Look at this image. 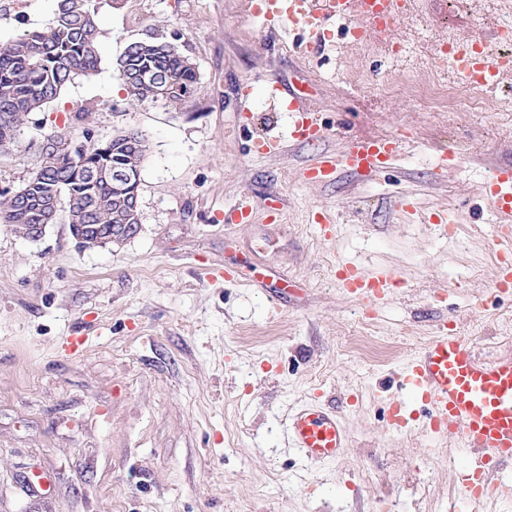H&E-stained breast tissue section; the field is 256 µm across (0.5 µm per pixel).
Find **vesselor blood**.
<instances>
[{"label":"vessel or blood","mask_w":512,"mask_h":512,"mask_svg":"<svg viewBox=\"0 0 512 512\" xmlns=\"http://www.w3.org/2000/svg\"><path fill=\"white\" fill-rule=\"evenodd\" d=\"M393 9V0H260L253 13L283 28L304 27L310 49L318 53L326 48L327 22L348 23L355 16L372 13L389 15ZM503 68V61L494 52L480 50L465 53L460 75L483 87L495 86ZM288 109L291 120L287 129L266 136L264 151L278 150L287 141L321 135L305 99L292 98ZM397 152L398 144L391 139H355L342 153L322 154L304 175L320 182L333 180L341 169L367 176L388 165ZM489 182L492 201L502 218L493 239L500 262L496 287L501 290L512 287V169H494ZM398 283L397 273L388 269L369 274L342 263L336 271L337 287L369 300L386 298ZM397 387L399 395L390 402L394 424H402L408 405L423 402L421 428L427 435L456 441L461 451L477 453L478 460L463 487L467 503L480 505L493 469L512 464V351L482 356L467 337L449 335L446 324L441 323L431 341L401 368ZM282 441L312 465L336 460L348 446L335 404L315 400L287 411Z\"/></svg>","instance_id":"b4317fda"}]
</instances>
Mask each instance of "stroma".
I'll use <instances>...</instances> for the list:
<instances>
[{
	"label": "stroma",
	"mask_w": 512,
	"mask_h": 512,
	"mask_svg": "<svg viewBox=\"0 0 512 512\" xmlns=\"http://www.w3.org/2000/svg\"><path fill=\"white\" fill-rule=\"evenodd\" d=\"M55 5L0 0V40L45 26ZM495 6L426 0L425 38L406 18L382 44L366 23L356 41L332 30L313 56L302 28L262 27L250 0H97L98 71L33 114L0 156V190L22 186L49 135L135 129L149 142L140 229L85 248L62 220L35 241L0 224V512H371L391 495L401 512H464L459 451L421 434L420 405L396 428L388 401L439 320L481 351L512 348L487 192L490 172L512 166V112H435L373 86L427 81L448 33L497 48ZM151 37L196 67L181 110L130 106L116 78L127 44ZM409 40L411 57L394 59L391 45ZM293 94L323 136L260 151ZM382 137L401 142L388 168L303 179L324 152ZM448 149L463 163L437 169ZM401 196L421 214L452 212L456 235L409 220ZM241 201L250 222L225 220ZM319 211L335 219L331 238ZM341 262L395 269L404 286L363 303L337 287ZM225 268L241 279L218 278ZM73 336L86 339L76 353ZM315 397L336 403L348 435L318 466L280 442L286 409Z\"/></svg>",
	"instance_id": "obj_1"
}]
</instances>
